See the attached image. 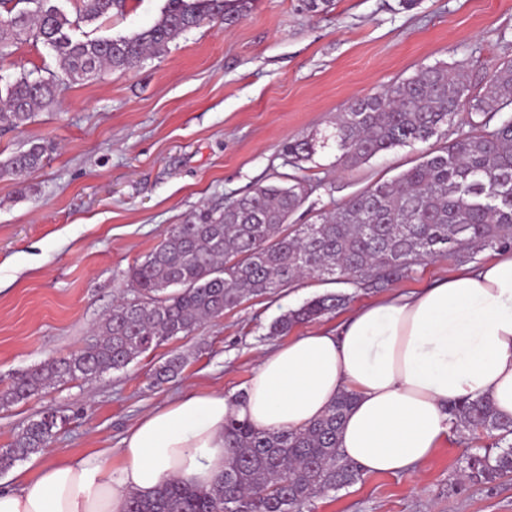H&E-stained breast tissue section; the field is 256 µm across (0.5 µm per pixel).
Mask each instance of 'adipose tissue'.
Here are the masks:
<instances>
[{
	"label": "adipose tissue",
	"mask_w": 512,
	"mask_h": 512,
	"mask_svg": "<svg viewBox=\"0 0 512 512\" xmlns=\"http://www.w3.org/2000/svg\"><path fill=\"white\" fill-rule=\"evenodd\" d=\"M343 391L356 402L340 446L369 474L427 461L448 435L449 405L464 398L489 397L512 417V250L289 341L260 358L244 397L193 392L143 415L122 440V465L108 449L35 462L0 489V512H125L130 495L175 480L211 486L229 456L230 419L300 430Z\"/></svg>",
	"instance_id": "1"
}]
</instances>
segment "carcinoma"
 <instances>
[{"mask_svg":"<svg viewBox=\"0 0 512 512\" xmlns=\"http://www.w3.org/2000/svg\"><path fill=\"white\" fill-rule=\"evenodd\" d=\"M126 0H82L72 20L55 0H0V60L19 41L52 50L60 71L22 72L0 85V128L18 129L54 103L57 89L93 79L104 70H129L205 22L228 26L244 19L254 0H165L158 18L130 35L78 40L70 31L121 12ZM436 64L385 91L358 98L340 113L324 142L336 147V164L365 163L396 147L427 142L461 112L479 117L477 132L445 143L391 181H378L310 224H290L306 199L303 181L257 186L222 210H204L174 224L143 262L129 270L141 295L120 301L97 326L90 346L52 358L0 387V407L39 395L50 385L90 380L126 368L141 354L190 335L208 319L244 299L274 293L304 278L336 284L363 282L382 290L406 277L417 262L452 256L472 262L484 250L512 248V60L489 74L477 92L465 77ZM283 150L299 162L314 145L293 139ZM46 147L33 143L0 161V178L24 180L44 162ZM342 291L318 295L277 317L268 335L288 334L344 307ZM185 357L175 351L155 370L159 383L179 376ZM353 395L343 392L326 414L301 430L264 432L231 419L232 448L224 474L208 488L174 482L151 498L132 496L126 512H303L310 501L354 484L360 467L341 451L339 434ZM450 421L496 438L494 455L467 459L464 477L491 484L512 473V418L487 397L448 408ZM63 416L44 413L0 448V473L53 442Z\"/></svg>","mask_w":512,"mask_h":512,"instance_id":"cac0c4a2","label":"carcinoma"}]
</instances>
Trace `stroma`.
<instances>
[{"label":"stroma","mask_w":512,"mask_h":512,"mask_svg":"<svg viewBox=\"0 0 512 512\" xmlns=\"http://www.w3.org/2000/svg\"><path fill=\"white\" fill-rule=\"evenodd\" d=\"M163 5L126 0L123 13L80 24L74 35L130 34L151 25ZM462 59L475 91L512 60V0H333L318 15L301 0H256L237 24L191 29L138 67L69 86L26 126L0 130V161L34 142L53 146L25 181L0 179V380L94 343L113 304L137 299L127 272L171 225L294 172L308 195L292 221L308 224L470 133L463 112L441 137L349 168L337 166L335 147L320 145L356 98L420 67ZM58 69L54 53L32 41L0 61L3 76ZM296 138L318 143L297 171L282 152ZM457 267L435 257L413 265L394 287L417 291ZM329 289L314 278L245 299L123 370L0 408V448L30 420L58 412L66 421L45 455L66 460L108 448L120 463L122 440L145 413L193 391L244 394L261 355L287 342L269 335L270 323ZM174 351L187 359L183 372L154 384L153 370ZM494 443L484 431L450 428L415 473L362 474L309 510L512 512V476L489 485L459 476L468 455Z\"/></svg>","instance_id":"35a3bbf8"}]
</instances>
